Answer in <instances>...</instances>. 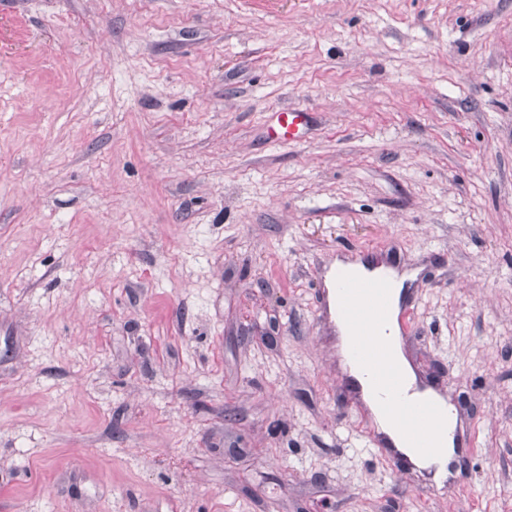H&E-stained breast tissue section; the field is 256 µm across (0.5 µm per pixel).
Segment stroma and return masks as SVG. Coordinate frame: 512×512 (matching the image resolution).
Instances as JSON below:
<instances>
[{"instance_id":"stroma-1","label":"stroma","mask_w":512,"mask_h":512,"mask_svg":"<svg viewBox=\"0 0 512 512\" xmlns=\"http://www.w3.org/2000/svg\"><path fill=\"white\" fill-rule=\"evenodd\" d=\"M357 257L463 403L435 497L342 385ZM0 512H512V0H0ZM269 137L276 143L297 141L302 137L308 123V115L303 110L288 109L274 112ZM376 261H373L371 258L364 261L362 259H358L356 261L352 262H342L339 260H336V263L333 264L328 272L325 275L324 278V285H325V295L327 297V289L326 288H333L332 284V273L336 270L335 274V282L337 280V275L340 270H346L351 275L356 277H362V278H371L382 271H386L390 279L392 281V309L388 316V328L390 330V336H398L400 329H399V323H398V316L400 312V296L402 290L405 288V282L408 280H412L414 278V273H407V272H399L396 269L386 265L385 263H382L379 265V267H375Z\"/></svg>"}]
</instances>
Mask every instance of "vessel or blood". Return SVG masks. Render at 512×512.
Wrapping results in <instances>:
<instances>
[{
    "label": "vessel or blood",
    "mask_w": 512,
    "mask_h": 512,
    "mask_svg": "<svg viewBox=\"0 0 512 512\" xmlns=\"http://www.w3.org/2000/svg\"><path fill=\"white\" fill-rule=\"evenodd\" d=\"M308 115L299 109L273 113L269 137L276 143L301 138ZM390 285L386 278L358 280L339 275L338 307L345 320L362 330L363 344L353 346L351 356L367 371L374 392L388 420L400 430L424 457L442 455L437 439L447 436L454 411L437 406L432 400L412 397L406 387L405 371L392 346L381 339L380 325L389 309Z\"/></svg>",
    "instance_id": "obj_1"
}]
</instances>
